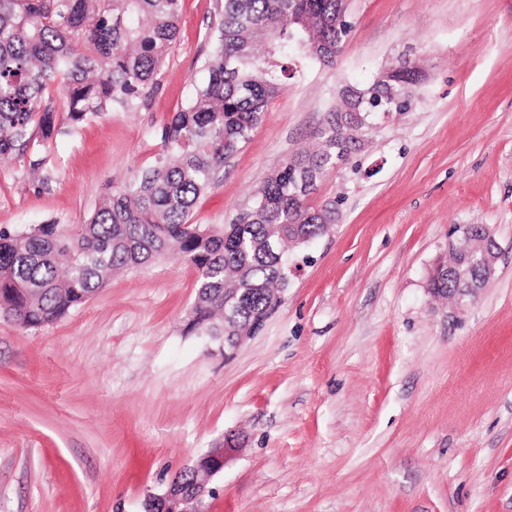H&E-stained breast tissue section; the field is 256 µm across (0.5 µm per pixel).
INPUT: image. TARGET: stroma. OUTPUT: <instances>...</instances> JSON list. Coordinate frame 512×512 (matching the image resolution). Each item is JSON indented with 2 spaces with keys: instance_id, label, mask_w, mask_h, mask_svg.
<instances>
[{
  "instance_id": "35a3bbf8",
  "label": "stroma",
  "mask_w": 512,
  "mask_h": 512,
  "mask_svg": "<svg viewBox=\"0 0 512 512\" xmlns=\"http://www.w3.org/2000/svg\"><path fill=\"white\" fill-rule=\"evenodd\" d=\"M224 0H182L160 88L38 152L49 186L0 162V227L85 223L160 147L206 75ZM334 65L271 101L195 220L221 226L348 84L422 58L410 112L328 172L335 231L293 252L278 309L232 356L186 331L197 271L168 256L118 274L52 324L0 316V512H143L225 434L244 442L204 512H512V0H347ZM483 224L496 273L463 315L427 278Z\"/></svg>"
}]
</instances>
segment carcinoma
I'll return each instance as SVG.
<instances>
[{
    "label": "carcinoma",
    "instance_id": "cac0c4a2",
    "mask_svg": "<svg viewBox=\"0 0 512 512\" xmlns=\"http://www.w3.org/2000/svg\"><path fill=\"white\" fill-rule=\"evenodd\" d=\"M181 0H0V159H22L49 182L31 150L113 110L134 112L159 88L179 30ZM352 23L345 0H224L207 78L161 127V148L119 190L107 191L76 228L0 229V314L28 327L64 317L112 274L173 253L198 270L188 331L250 334L282 302L288 254L325 236L340 200L312 202L318 183L365 148L361 133L412 109L423 72L407 60L388 86L325 113L316 146L284 160L257 188L253 205L208 230L190 224L213 175L247 142L269 101L314 62L335 61ZM324 53L313 54V43ZM448 294L455 275L429 278Z\"/></svg>",
    "mask_w": 512,
    "mask_h": 512
}]
</instances>
